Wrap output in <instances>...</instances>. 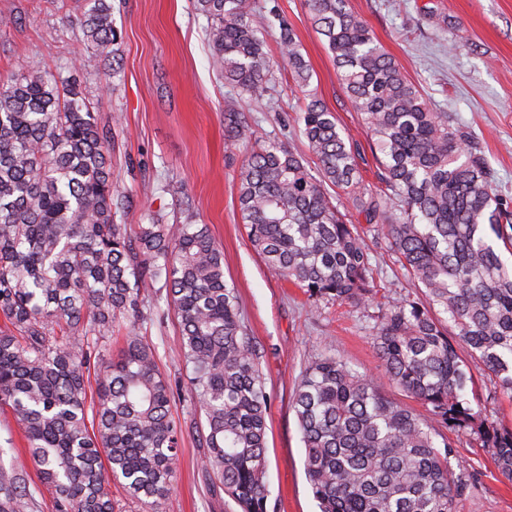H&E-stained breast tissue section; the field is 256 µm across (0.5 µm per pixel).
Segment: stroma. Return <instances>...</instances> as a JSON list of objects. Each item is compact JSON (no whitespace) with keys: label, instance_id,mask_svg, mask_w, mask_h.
I'll use <instances>...</instances> for the list:
<instances>
[{"label":"stroma","instance_id":"35a3bbf8","mask_svg":"<svg viewBox=\"0 0 512 512\" xmlns=\"http://www.w3.org/2000/svg\"><path fill=\"white\" fill-rule=\"evenodd\" d=\"M254 25L266 50L279 55V19L297 34L312 68L310 88L359 145L365 184L376 186L370 136L336 75L325 39L305 0H252ZM403 73L430 104L478 137L496 173L499 194L512 198V0H349ZM120 39L107 62L79 42L74 0H0V81L27 67L76 78L92 112L112 130L116 223L136 229L151 218L207 225L224 252V278L238 294L246 330L260 356L269 398L268 512H319L307 479L305 448L292 401L306 367L333 354L360 373L380 377L373 348L385 295L418 297L417 282L391 257L378 254L376 291L367 304L312 303L254 251L241 219L237 182L249 143L227 147L224 110L242 112L259 140L279 141L306 155L299 116L307 102L284 63L262 101L226 85L210 65L206 18L193 0H112ZM152 316L140 334L154 346L169 381L183 379L180 320L163 285L152 288ZM471 387L488 422L512 427V398L497 378L474 371ZM172 418L182 435L167 512H236L222 485L203 466L206 421L187 388L175 390ZM13 449L0 464L37 468L10 410H0V435ZM450 464L467 483L455 512H512V480L504 478L476 430L455 432Z\"/></svg>","mask_w":512,"mask_h":512}]
</instances>
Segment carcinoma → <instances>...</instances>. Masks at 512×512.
<instances>
[{
    "mask_svg": "<svg viewBox=\"0 0 512 512\" xmlns=\"http://www.w3.org/2000/svg\"><path fill=\"white\" fill-rule=\"evenodd\" d=\"M306 4L370 132L381 188H366L358 145L312 96L302 121L316 173L281 142L259 147L239 173L242 221L257 254L309 298L353 306L373 295L374 250L341 197L381 225L386 252L424 291L418 301L386 297L373 345L389 383L427 415L322 357L293 401L305 471L320 512H455L466 484L445 431L478 425L512 479V428L482 422L467 395L475 369L512 394V265L499 252L512 251V202L497 193L474 135L430 107L349 0ZM196 6L213 66L261 98L274 61L250 0ZM278 23L282 61L304 87L309 65L288 21ZM80 30L86 49L113 56L109 0H86ZM254 137L226 108L225 143ZM111 140L76 80L30 68L0 82V406L23 431L53 512H116L113 480L147 512H166L181 430L172 386L138 333L141 292L162 281L181 318L187 385L206 417L205 469L240 512H267L268 396L224 254L204 224L153 222L131 234L114 222ZM120 321L125 346L90 400L91 361ZM39 493L22 469L0 466V512H39Z\"/></svg>",
    "mask_w": 512,
    "mask_h": 512,
    "instance_id": "carcinoma-1",
    "label": "carcinoma"
}]
</instances>
